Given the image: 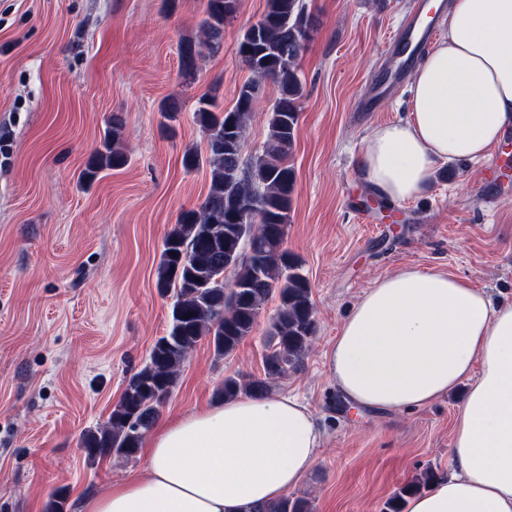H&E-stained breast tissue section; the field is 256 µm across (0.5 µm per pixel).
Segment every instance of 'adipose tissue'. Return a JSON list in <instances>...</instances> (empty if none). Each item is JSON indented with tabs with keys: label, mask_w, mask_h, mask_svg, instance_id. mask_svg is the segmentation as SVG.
<instances>
[{
	"label": "adipose tissue",
	"mask_w": 512,
	"mask_h": 512,
	"mask_svg": "<svg viewBox=\"0 0 512 512\" xmlns=\"http://www.w3.org/2000/svg\"><path fill=\"white\" fill-rule=\"evenodd\" d=\"M440 25L411 75L408 117L365 138L360 173L386 200L416 197L438 163L477 159L512 127V0H450ZM327 359L354 409L424 407L466 385L452 471L404 512H512V303L405 268L362 294ZM324 437L297 397L228 399L156 429L143 473L80 512H256L298 485Z\"/></svg>",
	"instance_id": "ef3b65f1"
}]
</instances>
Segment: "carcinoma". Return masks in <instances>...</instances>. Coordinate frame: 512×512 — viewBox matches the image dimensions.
Masks as SVG:
<instances>
[{
	"mask_svg": "<svg viewBox=\"0 0 512 512\" xmlns=\"http://www.w3.org/2000/svg\"><path fill=\"white\" fill-rule=\"evenodd\" d=\"M238 5L239 0H206L200 28L212 51L223 47L224 26ZM312 31L306 0H267L260 19L237 41L236 51L250 71L280 92L270 112L268 138L249 159L242 158V149L258 82L244 83L228 111L219 109L213 96L198 99L193 118L204 133L205 150H186L182 164L188 170L209 167L210 185L202 204L183 212L163 242L156 286L174 298L169 329L128 379L106 423L83 437L89 459L135 458L198 341L208 339L218 357L232 354L275 294L279 304L267 330L264 376L226 377L217 396L269 394L270 382L298 369L306 357L317 333L315 308L301 261L284 244L294 191L288 158L299 132L303 95L299 61ZM198 55L193 41L181 42L184 76L195 78ZM122 129V119L112 116L101 148L80 175L84 183L127 164ZM242 213L245 220L236 221ZM436 478L429 469L402 486L386 512H402L405 499ZM258 512H311V505L303 496H284Z\"/></svg>",
	"mask_w": 512,
	"mask_h": 512,
	"instance_id": "carcinoma-1",
	"label": "carcinoma"
}]
</instances>
